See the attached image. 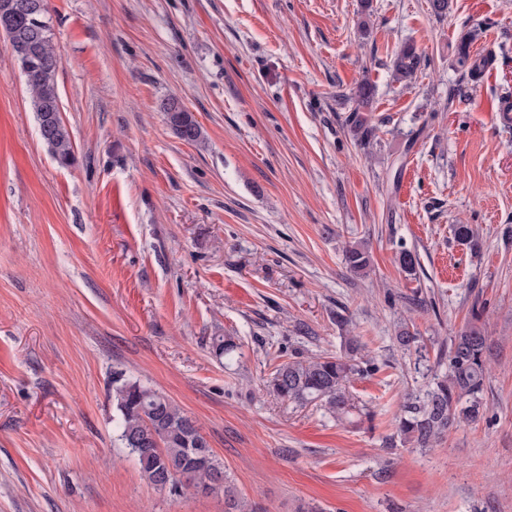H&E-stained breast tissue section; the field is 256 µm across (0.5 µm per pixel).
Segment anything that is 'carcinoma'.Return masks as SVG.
Returning <instances> with one entry per match:
<instances>
[{
    "label": "carcinoma",
    "mask_w": 512,
    "mask_h": 512,
    "mask_svg": "<svg viewBox=\"0 0 512 512\" xmlns=\"http://www.w3.org/2000/svg\"><path fill=\"white\" fill-rule=\"evenodd\" d=\"M22 37L41 43L42 63L27 68L26 56L18 47L12 55L21 70H30L26 83L35 112L41 139L61 166L75 160L70 130L61 117L56 75L53 63L57 55L48 11L22 20ZM457 62L469 78L477 82L486 67V60L470 58L468 42L461 43ZM422 67V57L411 46L404 47L392 65L393 78L408 81ZM372 93L369 81H362L353 93L357 107L349 122L371 136L360 108ZM167 122L182 141L198 143L203 137L194 115L174 100L162 103ZM458 240L471 249L479 247L473 229L468 224L455 227ZM346 269L362 273L370 266L368 250L352 246L345 254ZM238 348L230 336L213 338L212 349L221 357L232 356ZM364 345L358 336L344 337L342 349L336 354L325 353L309 358L290 357L278 364L268 381L270 392L278 398L299 406L315 405L341 419L356 406L348 391L350 381L376 369L372 359L363 354ZM489 337L470 325L450 339L448 349L440 356L448 357V374L437 379L422 394H409L400 407L396 433L403 439L425 448L453 427L469 425L486 419L488 407L483 401ZM116 415L112 416L121 447L136 458L145 479L158 489L177 492L186 487L202 493L211 492L209 484L218 481L224 490L225 512H245L246 504L239 499L226 476L224 467L213 455L196 422L182 412L165 395L138 381L123 378L116 372L112 379Z\"/></svg>",
    "instance_id": "cac0c4a2"
}]
</instances>
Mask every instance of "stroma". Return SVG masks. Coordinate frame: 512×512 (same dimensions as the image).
<instances>
[{"label": "stroma", "instance_id": "obj_1", "mask_svg": "<svg viewBox=\"0 0 512 512\" xmlns=\"http://www.w3.org/2000/svg\"><path fill=\"white\" fill-rule=\"evenodd\" d=\"M48 5L71 166L0 43V512H224L220 490H156L120 447L117 371L196 421L248 512H512V0H449L442 19L428 0ZM465 39L488 60L477 83ZM407 44L425 64L405 85ZM364 79L367 140L346 99ZM168 99L201 142L174 134ZM472 322L492 423L397 439L404 397ZM346 332L378 365L349 385L372 418L269 392L277 364ZM457 62L459 67L465 71L469 78L474 82H478L481 79L482 73L487 64L486 59L470 58L468 41H463L461 43ZM422 63V57L412 46L404 47L393 61V78L396 81L412 80L421 70ZM161 108L166 114L169 126L178 138L187 143L201 141L203 137L201 126L191 112L174 100L163 102Z\"/></svg>", "mask_w": 512, "mask_h": 512}]
</instances>
